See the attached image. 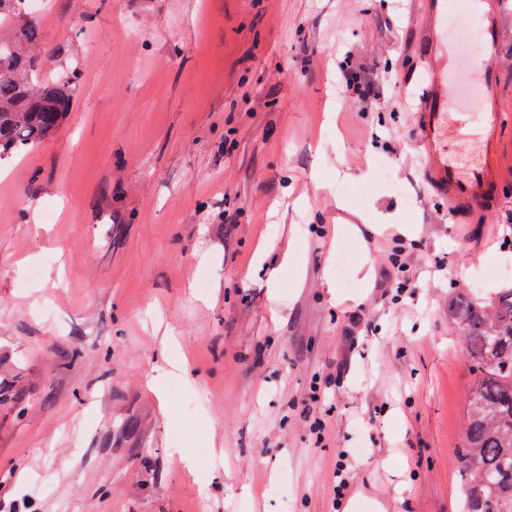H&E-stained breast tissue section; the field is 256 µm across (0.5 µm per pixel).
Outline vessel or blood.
Instances as JSON below:
<instances>
[{
    "label": "vessel or blood",
    "mask_w": 512,
    "mask_h": 512,
    "mask_svg": "<svg viewBox=\"0 0 512 512\" xmlns=\"http://www.w3.org/2000/svg\"><path fill=\"white\" fill-rule=\"evenodd\" d=\"M484 6L486 37L491 52L495 53L500 44L503 4L501 0H485ZM425 7L431 16L432 25L424 30L423 38L431 52L435 53L446 41L441 27L446 4L444 0H427ZM449 72V67L443 65L434 69L431 86L419 102V140L424 160L422 173L437 195L447 200L450 211L465 208L474 213L485 202L491 185L498 182L503 172L500 135L502 114L497 110L501 93L498 66L492 60L473 65V76L482 94V110L486 121L481 132V162L466 177L444 157L446 114L441 110V92L449 84Z\"/></svg>",
    "instance_id": "1"
}]
</instances>
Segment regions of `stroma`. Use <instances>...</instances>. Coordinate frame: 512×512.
<instances>
[{
    "mask_svg": "<svg viewBox=\"0 0 512 512\" xmlns=\"http://www.w3.org/2000/svg\"><path fill=\"white\" fill-rule=\"evenodd\" d=\"M39 2V51L80 82L52 139L0 161V504L458 512L448 301L512 288V176L474 222L422 178V0ZM448 17L478 56L469 0ZM347 51L393 103L358 110ZM476 123L448 118L463 172ZM170 336L194 376L158 392Z\"/></svg>",
    "mask_w": 512,
    "mask_h": 512,
    "instance_id": "stroma-1",
    "label": "stroma"
}]
</instances>
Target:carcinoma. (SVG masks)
<instances>
[{
  "instance_id": "cac0c4a2",
  "label": "carcinoma",
  "mask_w": 512,
  "mask_h": 512,
  "mask_svg": "<svg viewBox=\"0 0 512 512\" xmlns=\"http://www.w3.org/2000/svg\"><path fill=\"white\" fill-rule=\"evenodd\" d=\"M0 159L52 138L70 111L78 74L55 76L36 60L35 0H0ZM473 373L466 401L465 444L458 451L461 512H512V289L483 305L448 306Z\"/></svg>"
}]
</instances>
